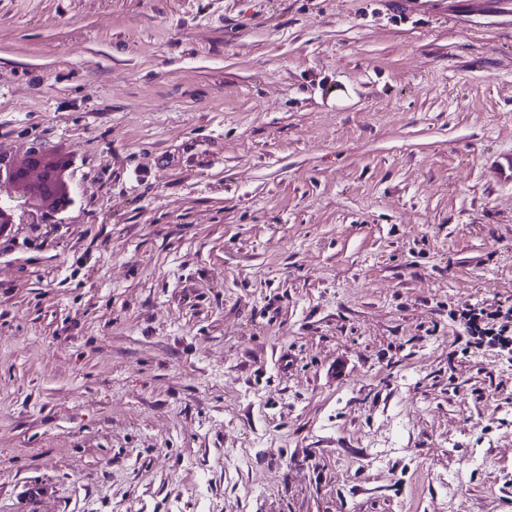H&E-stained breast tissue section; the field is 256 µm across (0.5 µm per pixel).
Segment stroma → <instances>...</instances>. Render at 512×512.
<instances>
[{
    "mask_svg": "<svg viewBox=\"0 0 512 512\" xmlns=\"http://www.w3.org/2000/svg\"><path fill=\"white\" fill-rule=\"evenodd\" d=\"M499 0H0V512H512ZM45 158L48 161L44 164V174L49 181V189L34 193L40 203L36 207L37 210L57 206L61 197L66 198L68 185L70 186V171L66 166L67 160L60 155H46ZM459 316L464 330L477 344L512 354V330L508 325L512 323V306L505 311L497 309L490 313L484 309L469 308L464 309ZM496 319H501V323L497 324Z\"/></svg>",
    "mask_w": 512,
    "mask_h": 512,
    "instance_id": "obj_1",
    "label": "stroma"
}]
</instances>
